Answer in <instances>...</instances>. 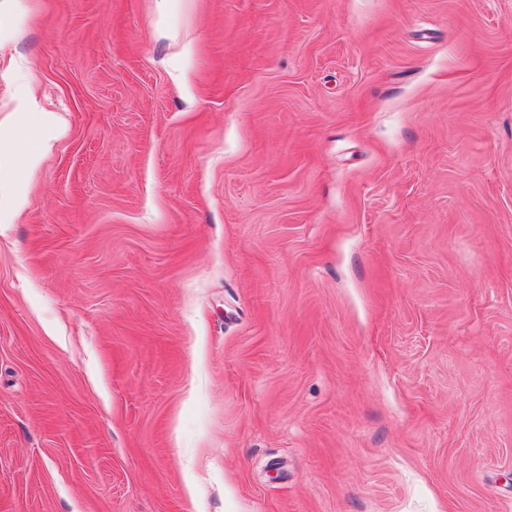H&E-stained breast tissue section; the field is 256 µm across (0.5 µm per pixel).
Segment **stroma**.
<instances>
[{
    "label": "stroma",
    "mask_w": 512,
    "mask_h": 512,
    "mask_svg": "<svg viewBox=\"0 0 512 512\" xmlns=\"http://www.w3.org/2000/svg\"><path fill=\"white\" fill-rule=\"evenodd\" d=\"M0 512H512V0H0ZM16 130L26 129L21 136L12 129H0V189L2 157L9 158L13 167H22L32 173L41 163L51 142L61 133V128L50 112H17Z\"/></svg>",
    "instance_id": "stroma-1"
}]
</instances>
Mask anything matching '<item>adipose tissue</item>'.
I'll use <instances>...</instances> for the list:
<instances>
[{"mask_svg": "<svg viewBox=\"0 0 512 512\" xmlns=\"http://www.w3.org/2000/svg\"><path fill=\"white\" fill-rule=\"evenodd\" d=\"M23 106L14 129L0 130V158H9L13 166L31 172L40 165L61 129L51 113L34 111L31 99H24Z\"/></svg>", "mask_w": 512, "mask_h": 512, "instance_id": "ef3b65f1", "label": "adipose tissue"}]
</instances>
